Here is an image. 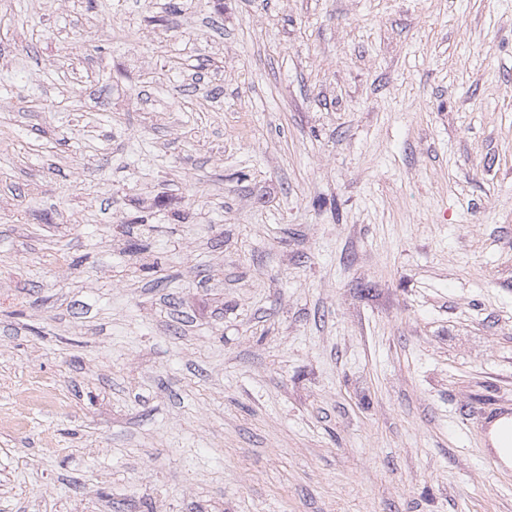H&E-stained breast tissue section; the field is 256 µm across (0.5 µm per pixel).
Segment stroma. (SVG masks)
<instances>
[{
	"label": "stroma",
	"mask_w": 512,
	"mask_h": 512,
	"mask_svg": "<svg viewBox=\"0 0 512 512\" xmlns=\"http://www.w3.org/2000/svg\"><path fill=\"white\" fill-rule=\"evenodd\" d=\"M0 512H512V0H0ZM496 405L488 410L480 408L476 413L488 441L495 442L496 450H506L512 463V406L506 403Z\"/></svg>",
	"instance_id": "35a3bbf8"
}]
</instances>
